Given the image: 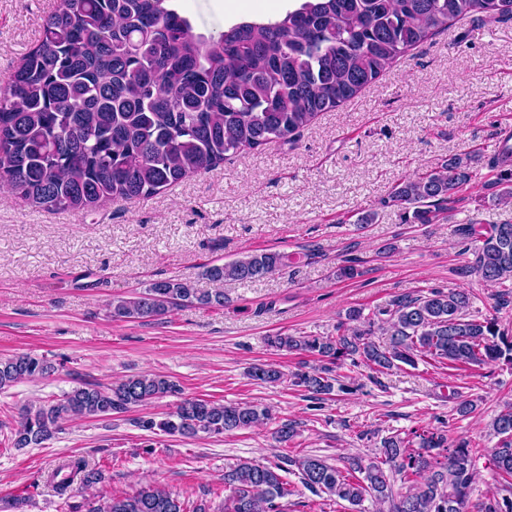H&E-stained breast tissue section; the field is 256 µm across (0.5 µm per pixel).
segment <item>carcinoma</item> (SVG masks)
<instances>
[{
    "mask_svg": "<svg viewBox=\"0 0 512 512\" xmlns=\"http://www.w3.org/2000/svg\"><path fill=\"white\" fill-rule=\"evenodd\" d=\"M481 14L512 19V0H302L283 17L244 21L216 36L193 31L173 0H73L47 16L40 39L0 95V181L11 194L48 211L92 212L108 202L150 198L192 174L243 150H262L296 138L321 113L355 98L409 49L448 29L459 18ZM471 157H452L440 168L396 183L391 202L411 212V223L431 224L473 179ZM503 195L512 196V147L489 162ZM473 260L465 272L486 282L512 283V224L457 229ZM280 252L248 253L205 267L212 282H249L288 266ZM224 306V292L199 293L175 279L153 282L132 298H115L114 320L151 318L174 306ZM465 290L434 289L404 296L368 317L353 309L334 336L277 335L278 350L329 361L292 374L291 383L318 396L330 393L331 365L350 360L382 373L404 364H450L456 369L512 363V336L494 317L469 314ZM390 327L388 344L371 340L372 327ZM54 366L30 353L0 357V390L46 377ZM249 375L278 384L273 363ZM179 392L163 376H132L110 387L83 383L48 406L27 407L14 429L15 448L39 447L71 416L106 417ZM272 420L252 402L220 404L191 398L147 430L195 437L222 435ZM500 436L492 460L501 479L484 500L470 504L476 451L467 441L448 447L441 428L383 439L380 459L317 457L284 464L241 462L224 472V512H284L280 500L300 496L280 472L295 465L301 485L360 512L373 498L390 512H512V404L492 423ZM102 479L85 459H64L49 481L65 493ZM105 512H187L169 491L153 487L112 498Z\"/></svg>",
    "mask_w": 512,
    "mask_h": 512,
    "instance_id": "carcinoma-1",
    "label": "carcinoma"
}]
</instances>
